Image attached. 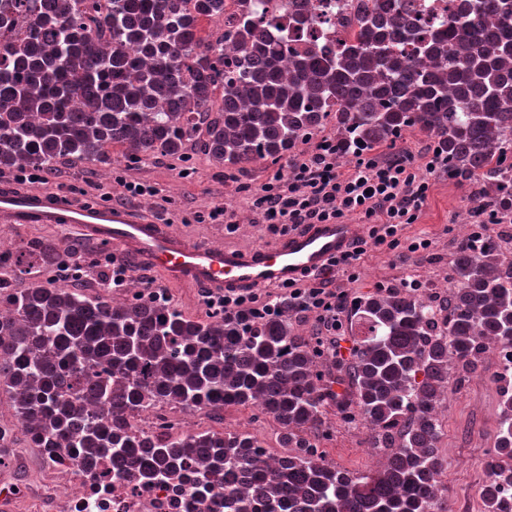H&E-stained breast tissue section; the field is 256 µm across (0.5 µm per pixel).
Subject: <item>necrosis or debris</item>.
<instances>
[{"label": "necrosis or debris", "mask_w": 512, "mask_h": 512, "mask_svg": "<svg viewBox=\"0 0 512 512\" xmlns=\"http://www.w3.org/2000/svg\"><path fill=\"white\" fill-rule=\"evenodd\" d=\"M462 0H399L403 15L445 29L452 24ZM388 0H265L268 15L288 24L293 15L306 14L313 25L295 32L290 46L303 52L335 46L359 29L365 14L383 13ZM492 368L496 406L512 402V349L495 337L482 340L480 352ZM129 444L124 458L109 451L73 448L36 441L41 419L12 412L0 418V512H224V488L255 496L249 473L225 481L214 469L215 458L189 444L213 433L251 436V429L228 423L221 409H194L171 399L151 401L125 413L119 422ZM187 445L162 472L149 476L139 459L144 445L162 448L172 437ZM431 501L447 502L448 512H489L490 497L512 500V460L499 463L474 491L448 496L442 480L429 482Z\"/></svg>", "instance_id": "1"}]
</instances>
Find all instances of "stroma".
Masks as SVG:
<instances>
[{
    "label": "stroma",
    "mask_w": 512,
    "mask_h": 512,
    "mask_svg": "<svg viewBox=\"0 0 512 512\" xmlns=\"http://www.w3.org/2000/svg\"><path fill=\"white\" fill-rule=\"evenodd\" d=\"M283 168V163L263 161L231 173L197 146L183 158L159 155L139 164L129 162L116 150L108 166L92 162L61 166L51 173L47 188L65 191L80 202L93 203L121 192L123 182L150 184L157 187V194L129 198L128 206L162 219L193 244L254 249L273 246L280 240L263 224L252 200L268 179ZM430 182L431 191L419 219L406 230L408 236L431 239L430 249L403 255L368 249L357 280L341 282V290L352 295L364 294L379 285L427 281L447 271L448 259L460 240L461 221L467 215L468 191L450 185L443 176H431ZM218 206L230 215L233 231H226L224 222L210 220V212ZM0 236L13 249L38 236L53 237L64 248L81 246V261L90 276L96 279L102 273L95 262L97 245L81 244L77 233L69 228L5 224L0 226ZM491 391L490 372L485 369L453 390L448 398L444 440L453 450L443 477L448 492L474 490L485 475L484 462L497 420ZM477 409L482 412L480 426L470 440H462L458 424ZM367 440L366 431L333 422L331 451L326 459L355 472L374 469L366 451Z\"/></svg>",
    "instance_id": "stroma-1"
}]
</instances>
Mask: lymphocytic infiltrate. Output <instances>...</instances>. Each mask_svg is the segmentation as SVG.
I'll return each mask as SVG.
<instances>
[{"label":"lymphocytic infiltrate","instance_id":"lymphocytic-infiltrate-1","mask_svg":"<svg viewBox=\"0 0 512 512\" xmlns=\"http://www.w3.org/2000/svg\"><path fill=\"white\" fill-rule=\"evenodd\" d=\"M430 188L408 155L359 156L345 166L323 138L311 150L289 159L286 172L277 174L253 200L272 230L285 235L307 224L356 215L366 221L368 237L354 240L350 250L333 260L325 272L283 286L281 295L300 307H311L317 316L335 317L339 294L331 287L332 277L340 274L356 280L365 243L398 253L430 247V239L404 234L418 220Z\"/></svg>","mask_w":512,"mask_h":512}]
</instances>
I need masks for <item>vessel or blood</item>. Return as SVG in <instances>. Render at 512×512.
<instances>
[{
  "label": "vessel or blood",
  "instance_id": "b4317fda",
  "mask_svg": "<svg viewBox=\"0 0 512 512\" xmlns=\"http://www.w3.org/2000/svg\"><path fill=\"white\" fill-rule=\"evenodd\" d=\"M0 223L72 227L85 239L113 244L161 272L167 285H194L215 294L256 291L318 273L348 251L351 225H307L276 246L238 249L195 245L157 218L132 207L83 204L65 192H26L0 184Z\"/></svg>",
  "mask_w": 512,
  "mask_h": 512
}]
</instances>
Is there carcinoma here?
<instances>
[{
	"mask_svg": "<svg viewBox=\"0 0 512 512\" xmlns=\"http://www.w3.org/2000/svg\"><path fill=\"white\" fill-rule=\"evenodd\" d=\"M92 9L82 0H0L1 31L19 16L29 20L22 36L0 38L1 167L107 163L108 145L130 162L179 157L199 134L201 112L209 117L205 151L231 167L277 163L331 121L342 158L393 148L402 130L416 128L447 158L448 181L472 186L475 218L512 222V0H471L446 32L402 15H366L335 53L290 50V33L307 21L296 17L284 29L259 0L214 43L197 38L196 21L221 19L224 0H196L193 15L178 0H109L97 16ZM476 227L448 261L451 299L428 305L410 284L340 298L353 345L327 374L310 371L311 342L291 330L286 302L272 316L227 315L213 326L171 305L113 307L37 277L18 292L13 276L71 257L35 240L0 253V299L18 307L15 319L0 321L8 354L0 383L25 410L45 415L51 434L116 457L126 441L61 400L59 382L84 379L87 355L107 375L85 390L117 416L153 398L201 408L246 406L260 394L290 443L300 428L320 437L328 407L344 424L371 429L414 420L388 470L343 473L323 455L292 459L275 475L279 495L257 493L252 509L432 512L425 486L448 469L424 452L440 435L433 404L448 383L460 387L476 373L467 356L481 338L512 347V259L496 252L499 225ZM494 439L501 451L512 448L509 424ZM197 447L221 449L226 472L261 466L243 436L213 435Z\"/></svg>",
	"mask_w": 512,
	"mask_h": 512,
	"instance_id": "cac0c4a2",
	"label": "carcinoma"
}]
</instances>
